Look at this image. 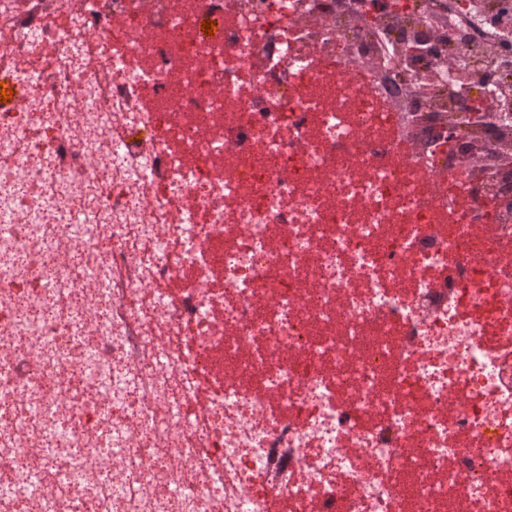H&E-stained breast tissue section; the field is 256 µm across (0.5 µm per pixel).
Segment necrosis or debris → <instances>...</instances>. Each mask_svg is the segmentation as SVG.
Listing matches in <instances>:
<instances>
[{
    "label": "necrosis or debris",
    "instance_id": "4bbe7bcc",
    "mask_svg": "<svg viewBox=\"0 0 512 512\" xmlns=\"http://www.w3.org/2000/svg\"><path fill=\"white\" fill-rule=\"evenodd\" d=\"M482 3L0 0V512H512Z\"/></svg>",
    "mask_w": 512,
    "mask_h": 512
}]
</instances>
